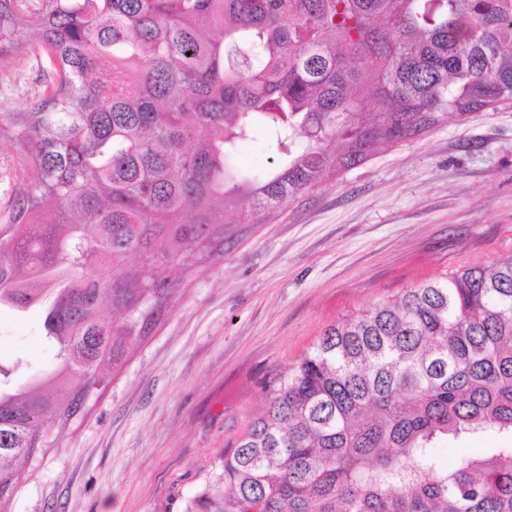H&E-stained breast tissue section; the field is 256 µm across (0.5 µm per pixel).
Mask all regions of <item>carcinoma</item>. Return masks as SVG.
<instances>
[{
    "label": "carcinoma",
    "mask_w": 512,
    "mask_h": 512,
    "mask_svg": "<svg viewBox=\"0 0 512 512\" xmlns=\"http://www.w3.org/2000/svg\"><path fill=\"white\" fill-rule=\"evenodd\" d=\"M46 98L0 117L37 174L0 225V308L55 361L0 366V512L234 224L379 149L512 101V0H0V69ZM265 133L273 164L244 169ZM181 512H512V255L327 328ZM502 445L458 458L463 434ZM49 76L48 60L37 49L23 46L13 65L0 72V113L28 112L40 99ZM499 441L492 439L491 436H463L457 440H450L442 448H437V453L445 465H452L457 456L462 453H476L479 448H490Z\"/></svg>",
    "instance_id": "carcinoma-1"
}]
</instances>
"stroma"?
<instances>
[{
	"label": "stroma",
	"instance_id": "stroma-1",
	"mask_svg": "<svg viewBox=\"0 0 512 512\" xmlns=\"http://www.w3.org/2000/svg\"><path fill=\"white\" fill-rule=\"evenodd\" d=\"M50 65L25 46L0 113L40 99ZM33 178L0 138V216ZM512 254V103L449 116L242 224L188 277L156 332L27 466L12 512H180L263 410L266 387L345 316ZM29 315L0 311V363L52 361Z\"/></svg>",
	"mask_w": 512,
	"mask_h": 512
}]
</instances>
